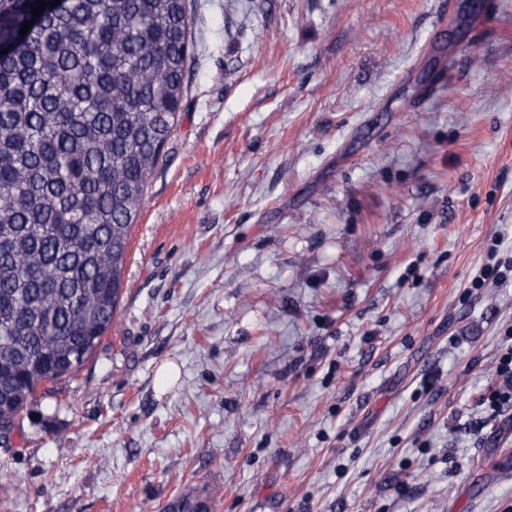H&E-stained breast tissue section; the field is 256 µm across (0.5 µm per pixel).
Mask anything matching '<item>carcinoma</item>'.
I'll use <instances>...</instances> for the list:
<instances>
[{"label":"carcinoma","mask_w":512,"mask_h":512,"mask_svg":"<svg viewBox=\"0 0 512 512\" xmlns=\"http://www.w3.org/2000/svg\"><path fill=\"white\" fill-rule=\"evenodd\" d=\"M37 5L0 0V431L112 325L193 54L186 0H62L35 19Z\"/></svg>","instance_id":"1"}]
</instances>
